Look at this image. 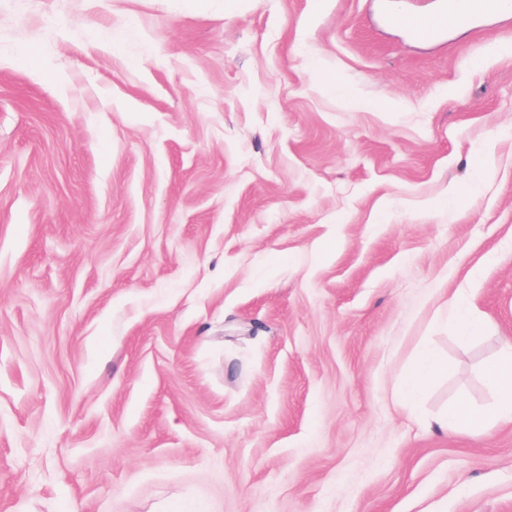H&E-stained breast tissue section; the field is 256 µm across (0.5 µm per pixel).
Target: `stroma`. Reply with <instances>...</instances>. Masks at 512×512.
Here are the masks:
<instances>
[{
  "label": "stroma",
  "instance_id": "obj_1",
  "mask_svg": "<svg viewBox=\"0 0 512 512\" xmlns=\"http://www.w3.org/2000/svg\"><path fill=\"white\" fill-rule=\"evenodd\" d=\"M377 2L0 0V512H512L431 426L512 341V14ZM468 8L459 9V0H439L436 10L428 15L430 23L423 25L419 17L391 6L386 14L389 23L405 28L418 41H433L448 31V27L458 23L474 24L477 21L498 15L500 0H467ZM439 373H448V365L443 363L431 351H422L414 367L405 377L402 394L406 398L420 396L431 380Z\"/></svg>",
  "mask_w": 512,
  "mask_h": 512
}]
</instances>
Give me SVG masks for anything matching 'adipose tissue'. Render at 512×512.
Segmentation results:
<instances>
[{
  "label": "adipose tissue",
  "mask_w": 512,
  "mask_h": 512,
  "mask_svg": "<svg viewBox=\"0 0 512 512\" xmlns=\"http://www.w3.org/2000/svg\"><path fill=\"white\" fill-rule=\"evenodd\" d=\"M487 377L498 389L495 412L480 411L466 402L458 401L437 419L439 429L472 432L485 428L494 419L512 418V347L488 366Z\"/></svg>",
  "instance_id": "1"
}]
</instances>
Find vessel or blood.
Instances as JSON below:
<instances>
[{
	"label": "vessel or blood",
	"mask_w": 512,
	"mask_h": 512,
	"mask_svg": "<svg viewBox=\"0 0 512 512\" xmlns=\"http://www.w3.org/2000/svg\"><path fill=\"white\" fill-rule=\"evenodd\" d=\"M500 0H468L467 10H460L459 0H439V5L430 16L429 24L420 23L417 16L390 7L386 19L389 23L405 28L411 36L419 41H433L447 32L448 28L458 23L473 24L477 21L499 14Z\"/></svg>",
	"instance_id": "vessel-or-blood-1"
}]
</instances>
